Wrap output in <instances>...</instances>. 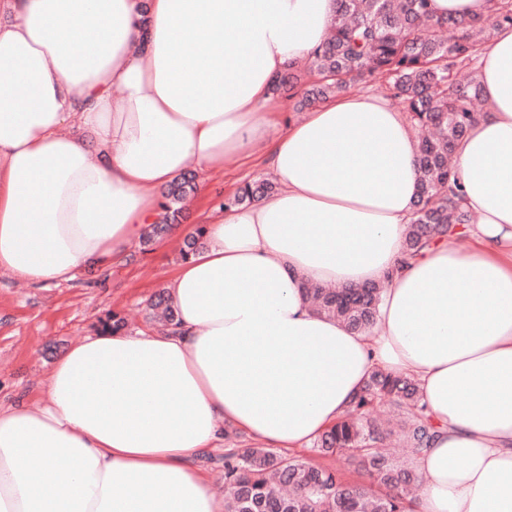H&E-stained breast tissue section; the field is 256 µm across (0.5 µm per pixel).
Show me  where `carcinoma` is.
Wrapping results in <instances>:
<instances>
[{"mask_svg": "<svg viewBox=\"0 0 512 512\" xmlns=\"http://www.w3.org/2000/svg\"><path fill=\"white\" fill-rule=\"evenodd\" d=\"M495 25L512 26V0H488ZM488 39L484 18H436L430 0H336L332 35L303 66L288 65L273 82L276 96L297 98V108L312 109L345 94L358 82L382 79L402 106L417 140L419 192L404 249L393 272L408 266L425 247L443 237L464 235L472 216L461 207L462 187L453 170L458 140L487 106L478 72V50ZM471 72L468 80L460 70ZM197 190L187 170L163 191L159 220L141 236L147 253L182 218ZM276 190L260 178L245 183L221 207L248 205ZM383 286L360 290L313 286V311L353 331L376 323ZM150 316L166 327L176 314L164 293L149 303ZM432 426L415 380L383 370L371 373L349 409L315 442V451L347 452L369 483H352L333 466L312 465L254 443L224 452V512H412L413 489L420 481L414 456L429 446ZM405 448L395 457L392 442Z\"/></svg>", "mask_w": 512, "mask_h": 512, "instance_id": "obj_1", "label": "carcinoma"}]
</instances>
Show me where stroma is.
Masks as SVG:
<instances>
[{"label":"stroma","mask_w":512,"mask_h":512,"mask_svg":"<svg viewBox=\"0 0 512 512\" xmlns=\"http://www.w3.org/2000/svg\"><path fill=\"white\" fill-rule=\"evenodd\" d=\"M267 174L257 158H226L208 193L190 202L187 225L199 224L243 182ZM178 248L175 239L145 254L136 248L127 262L51 288L0 268V401L40 407L57 355L92 335L112 312L127 317L131 332L152 331L147 304L174 274Z\"/></svg>","instance_id":"35a3bbf8"}]
</instances>
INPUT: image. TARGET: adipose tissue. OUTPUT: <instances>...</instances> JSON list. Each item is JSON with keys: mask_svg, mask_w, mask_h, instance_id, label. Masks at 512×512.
Wrapping results in <instances>:
<instances>
[{"mask_svg": "<svg viewBox=\"0 0 512 512\" xmlns=\"http://www.w3.org/2000/svg\"><path fill=\"white\" fill-rule=\"evenodd\" d=\"M336 0H0V268L45 286L127 261L158 194L270 141L278 190L206 214L164 291L173 333L101 330L44 405H0V512H224L194 460L233 427L303 447L373 369L413 377L435 436L417 512H512V28L480 51L490 102L458 142L479 223L402 272L418 193L405 113L347 94L273 135L270 88ZM122 96L113 99V88ZM383 284L360 333L311 286Z\"/></svg>", "mask_w": 512, "mask_h": 512, "instance_id": "obj_1", "label": "adipose tissue"}]
</instances>
